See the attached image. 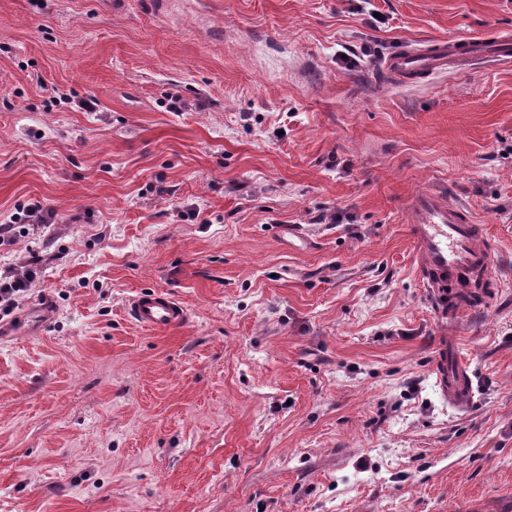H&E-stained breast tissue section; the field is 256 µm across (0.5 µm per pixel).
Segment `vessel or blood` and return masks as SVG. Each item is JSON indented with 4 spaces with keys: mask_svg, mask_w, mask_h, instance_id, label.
Listing matches in <instances>:
<instances>
[{
    "mask_svg": "<svg viewBox=\"0 0 512 512\" xmlns=\"http://www.w3.org/2000/svg\"><path fill=\"white\" fill-rule=\"evenodd\" d=\"M455 57L507 61L512 59V38L490 42L474 36L410 44L388 57L383 71L393 81L409 83L447 71ZM408 222L418 248L417 271L436 308L447 310L449 288L464 283L476 291L493 287L492 251L482 226L473 222L467 209L450 203L443 191L432 189L414 197ZM127 310L146 329L178 328L189 320L188 309L163 291L137 293L129 299ZM436 373L451 404L468 401L471 380L461 358L440 353Z\"/></svg>",
    "mask_w": 512,
    "mask_h": 512,
    "instance_id": "1",
    "label": "vessel or blood"
}]
</instances>
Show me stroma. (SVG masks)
<instances>
[{
  "instance_id": "stroma-1",
  "label": "stroma",
  "mask_w": 512,
  "mask_h": 512,
  "mask_svg": "<svg viewBox=\"0 0 512 512\" xmlns=\"http://www.w3.org/2000/svg\"><path fill=\"white\" fill-rule=\"evenodd\" d=\"M508 34L512 0H0V221L53 215L0 246L45 257L0 317V512L512 506V62L382 73ZM440 186L499 282L449 313L405 221ZM153 290L188 324L135 325ZM455 57L507 61L512 58V41L508 36L493 42L474 36L408 44L388 57L383 71L393 81L410 83L447 71ZM438 383L448 401L454 405L465 404L471 394V380L461 358L442 349L436 361Z\"/></svg>"
}]
</instances>
